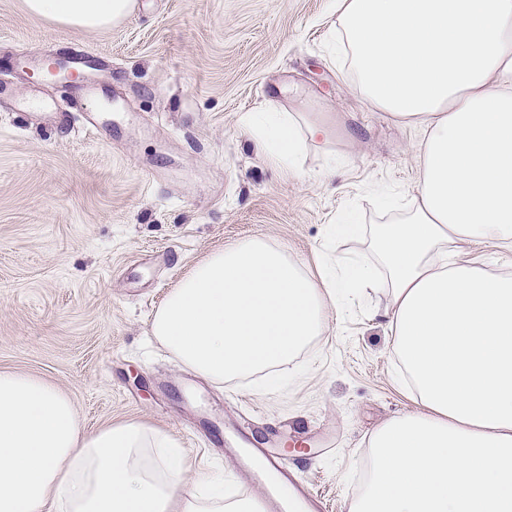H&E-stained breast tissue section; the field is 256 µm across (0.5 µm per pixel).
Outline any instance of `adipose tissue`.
Masks as SVG:
<instances>
[{
  "instance_id": "adipose-tissue-1",
  "label": "adipose tissue",
  "mask_w": 512,
  "mask_h": 512,
  "mask_svg": "<svg viewBox=\"0 0 512 512\" xmlns=\"http://www.w3.org/2000/svg\"><path fill=\"white\" fill-rule=\"evenodd\" d=\"M74 32L122 21L134 0H23ZM334 33L362 100L425 137L410 200L382 193L385 223L331 233L361 256L294 260L252 236L209 254L157 308L151 337L208 381L261 379L329 329L355 289L383 288L392 349L414 411L372 434L350 512H512V271L462 258L512 250V0H336ZM267 161L290 171L329 137L310 112L249 113ZM0 512H263L230 500L166 432L88 429L73 401L29 374L0 372Z\"/></svg>"
}]
</instances>
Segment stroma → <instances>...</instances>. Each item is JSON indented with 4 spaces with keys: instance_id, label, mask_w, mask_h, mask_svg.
Wrapping results in <instances>:
<instances>
[{
    "instance_id": "obj_1",
    "label": "stroma",
    "mask_w": 512,
    "mask_h": 512,
    "mask_svg": "<svg viewBox=\"0 0 512 512\" xmlns=\"http://www.w3.org/2000/svg\"><path fill=\"white\" fill-rule=\"evenodd\" d=\"M335 2L135 0L120 23L74 34L0 0V371L51 382L87 428L166 431L216 474L231 466L212 432L249 418L292 447L287 465L325 512H349L372 432L415 408L384 289L330 311L328 335L273 392L215 387L149 344L155 310L210 252L260 235L309 266L347 257L358 243L331 240L330 224L348 210L377 222L374 184L414 194L423 133L371 110L328 58ZM75 51L91 62L86 86L41 77ZM306 102L331 133L285 172L240 119ZM332 154L343 162L320 179Z\"/></svg>"
}]
</instances>
